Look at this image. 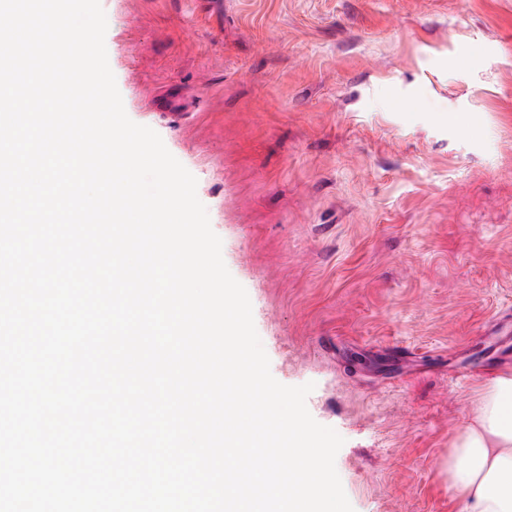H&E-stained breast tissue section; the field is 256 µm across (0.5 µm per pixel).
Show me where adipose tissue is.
Segmentation results:
<instances>
[{"label":"adipose tissue","mask_w":512,"mask_h":512,"mask_svg":"<svg viewBox=\"0 0 512 512\" xmlns=\"http://www.w3.org/2000/svg\"><path fill=\"white\" fill-rule=\"evenodd\" d=\"M449 481L469 512H512V375L487 382L448 454Z\"/></svg>","instance_id":"adipose-tissue-1"}]
</instances>
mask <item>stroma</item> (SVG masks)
I'll return each mask as SVG.
<instances>
[{"label": "stroma", "mask_w": 512, "mask_h": 512, "mask_svg": "<svg viewBox=\"0 0 512 512\" xmlns=\"http://www.w3.org/2000/svg\"><path fill=\"white\" fill-rule=\"evenodd\" d=\"M100 3L354 512H468L442 463L512 355V0Z\"/></svg>", "instance_id": "35a3bbf8"}]
</instances>
